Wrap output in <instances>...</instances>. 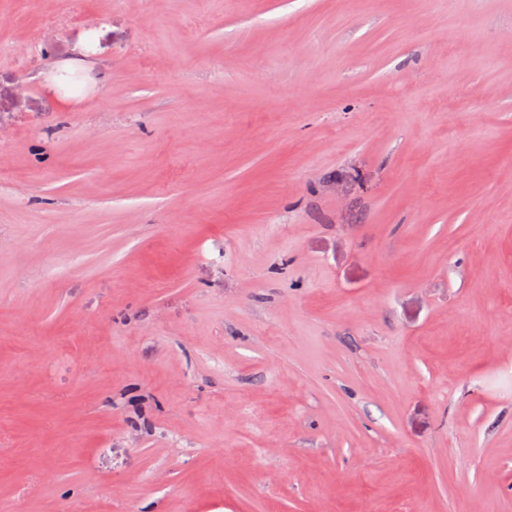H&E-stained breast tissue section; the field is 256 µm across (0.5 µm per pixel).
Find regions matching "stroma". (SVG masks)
I'll use <instances>...</instances> for the list:
<instances>
[{"label": "stroma", "instance_id": "stroma-1", "mask_svg": "<svg viewBox=\"0 0 512 512\" xmlns=\"http://www.w3.org/2000/svg\"><path fill=\"white\" fill-rule=\"evenodd\" d=\"M0 512H512V0H0Z\"/></svg>", "mask_w": 512, "mask_h": 512}]
</instances>
